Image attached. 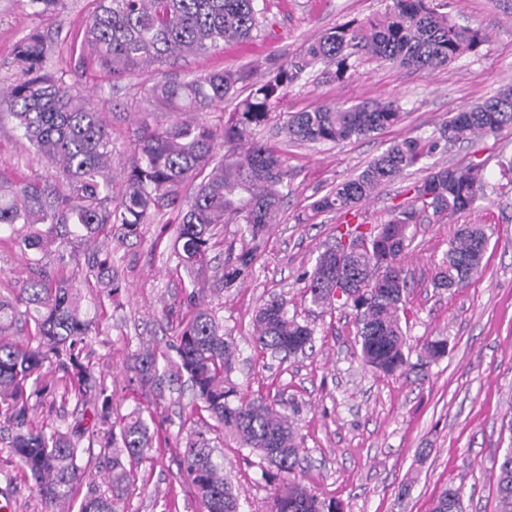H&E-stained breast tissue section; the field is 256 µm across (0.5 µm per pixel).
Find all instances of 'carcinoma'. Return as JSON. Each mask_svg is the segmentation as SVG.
<instances>
[{"label": "carcinoma", "instance_id": "cac0c4a2", "mask_svg": "<svg viewBox=\"0 0 512 512\" xmlns=\"http://www.w3.org/2000/svg\"><path fill=\"white\" fill-rule=\"evenodd\" d=\"M66 2L28 0L33 13L42 15L64 10ZM268 11V0H97L85 39L93 61L119 79L139 67L205 54L227 40L248 39L268 25ZM487 42L482 29L454 22L433 6V0H390L381 16L330 28L294 59L269 72L237 102L220 128L175 119L153 126L142 123L128 154L123 190L115 196L109 170L116 147L102 112L72 89L64 72L46 68L52 46L32 31L14 47L18 72L0 92V116L14 121L20 137L55 168L56 179L0 182V232H10L35 255L54 249L63 269L85 249L105 253L99 268L104 290L114 298L123 284L112 266V243L121 245L167 211H178L173 248L192 290L170 347L178 358L177 373L186 376L193 392L190 414H206L214 428L275 469L269 474L274 489L268 512H339L337 505L325 503L296 479L300 448L293 417L275 398L241 396L231 378L234 339L202 303L215 230L230 221L241 225L244 243L238 249L226 244L220 283L229 290L252 273L289 195L286 157L255 139V131L276 117L285 90L317 64L330 66L324 74L336 81L350 77L361 57L431 71L477 54ZM240 80L237 71H217L188 81H167L154 85L147 100L154 112L204 111L234 98ZM402 116V107L394 101L351 107L324 102L310 111L289 113L281 129L293 142L340 144L371 137ZM506 129L512 132L511 87L455 113L427 138L394 143L359 174L314 201L312 210L354 215L361 203L432 157L440 144L474 146ZM219 137L228 150L216 163L213 145ZM196 179L195 195L185 205L179 189ZM486 185L480 163L432 167L413 185L410 200L394 206L387 222L347 221L336 227L337 238L346 236L358 243L357 248L338 254L328 247L303 274L304 294L313 305L331 308L338 303L355 311L356 343L365 366L384 375L410 366L400 316L410 290L402 265L411 242L410 226L429 211L453 214L472 208L485 196ZM487 245L484 225L459 226L434 285L465 287L481 272ZM32 311L34 333L21 344L9 331ZM255 325L256 347L273 357L285 359L313 346L312 329L288 315V301L282 297L263 303ZM94 328L95 318L82 312L80 289L59 272H45L23 283L15 294L0 296V420L15 430L9 451L40 495L43 512H56L59 504L79 493L92 464L84 458L83 439L97 440L103 448L112 496L89 492L79 512H117L116 502L136 490L138 465L145 449L152 447L154 434L138 408L114 422L108 409H102L99 423L109 429L101 440L88 427L40 424L31 415L43 379L53 367L64 372L62 397H106V379L81 361L82 344ZM446 351L447 340L426 341L420 350L421 365L439 360ZM134 361L140 387L161 384L154 352L140 351ZM181 464L199 512H239L238 496L224 477V456L203 432L186 442ZM497 497L498 512H512V451L502 455ZM462 499V487L446 486L431 512H464Z\"/></svg>", "mask_w": 512, "mask_h": 512}]
</instances>
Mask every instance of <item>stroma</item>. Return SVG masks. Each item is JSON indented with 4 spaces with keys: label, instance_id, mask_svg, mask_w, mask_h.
I'll list each match as a JSON object with an SVG mask.
<instances>
[{
    "label": "stroma",
    "instance_id": "stroma-1",
    "mask_svg": "<svg viewBox=\"0 0 512 512\" xmlns=\"http://www.w3.org/2000/svg\"><path fill=\"white\" fill-rule=\"evenodd\" d=\"M457 21L482 28L489 40L479 55L432 72L416 71L360 58L344 81L325 78L288 88L283 111L301 112L325 100L355 104L398 102L402 121L373 137L341 144H287L272 128L256 137L278 145L288 158L291 189L279 224L274 225L252 274L238 288L222 289L208 275L206 303L222 320L237 346L233 380L248 394L262 393L298 408L295 425L301 438L302 482L341 512H429L434 495L446 485L462 486L466 512H497L496 475L500 457L512 446V190L477 201L472 210L427 215L411 225L412 242L404 260L413 285L407 298L405 326L409 360L418 363L422 344L440 336L448 352L426 372L384 376L355 355L356 328L351 309H321L303 293L301 275L312 270L319 254L334 243L344 218L316 213L311 204L336 183L363 170L391 144L426 138L454 113L481 98L512 86V0H447ZM387 0H273L271 23L252 39L233 42L204 55L112 79L88 61L84 32L93 0H68L61 13L33 14L27 0H0V87L13 80L16 42L38 31L55 44V61L65 79L93 96L111 126L116 151L112 175L122 181L132 132L140 116L135 104L147 90L170 79H190L215 71L244 72L239 97L287 58L295 56L325 30L350 19L382 14ZM512 155V133L490 137L476 146L439 148L431 164L484 165L489 185L500 181L499 162ZM46 165L10 121L0 122V180L53 179ZM424 171L406 176L358 208V219L381 224L393 205ZM485 225L489 243L483 275L466 287L438 289L432 279L459 225ZM160 224L144 227L116 254L123 288L116 301L101 300L97 289L84 288V305H102L97 334L89 336L84 362L105 375L112 415L119 418L142 407L152 418L153 446L138 467L137 490L121 512H197L193 488L183 475L179 453L195 427L183 424L189 391L165 382L160 393L131 390L132 354L159 352L160 372L170 369L162 354L172 331L165 309L182 315L188 277L177 264L171 236ZM27 254L8 235L0 236V294H10L35 276ZM280 295L288 312L314 332L312 350L280 362L254 345L255 312L264 300ZM60 372L48 374L49 393L34 407L35 420L91 418L93 404L60 402ZM211 446L224 453L239 496L241 512H266L273 486L263 476L264 463L238 448L229 436L208 432ZM8 491L15 512H40L41 502L7 449L0 448V491Z\"/></svg>",
    "mask_w": 512,
    "mask_h": 512
}]
</instances>
